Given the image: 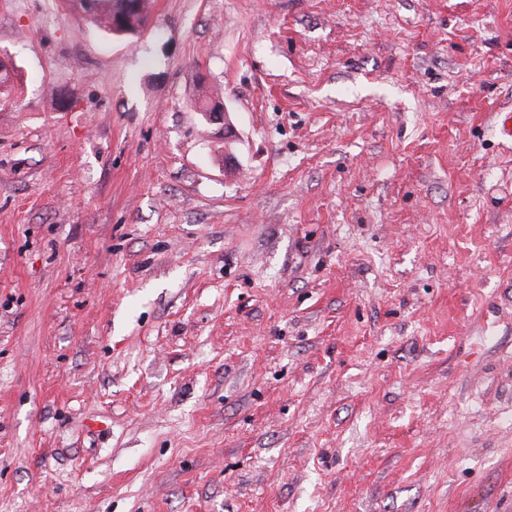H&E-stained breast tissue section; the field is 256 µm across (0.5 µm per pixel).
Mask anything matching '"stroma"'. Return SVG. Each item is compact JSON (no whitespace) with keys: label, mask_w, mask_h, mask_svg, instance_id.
<instances>
[{"label":"stroma","mask_w":512,"mask_h":512,"mask_svg":"<svg viewBox=\"0 0 512 512\" xmlns=\"http://www.w3.org/2000/svg\"><path fill=\"white\" fill-rule=\"evenodd\" d=\"M0 52V512H512V0H0ZM129 0H59L62 5L76 11L84 21L109 34L117 36L134 37L144 28L150 11L151 0H139L140 10L129 15V25L121 34L112 31L113 27L122 25L124 21L119 18L112 21L113 16L125 11ZM139 2L129 3L130 8L136 10Z\"/></svg>","instance_id":"obj_1"}]
</instances>
